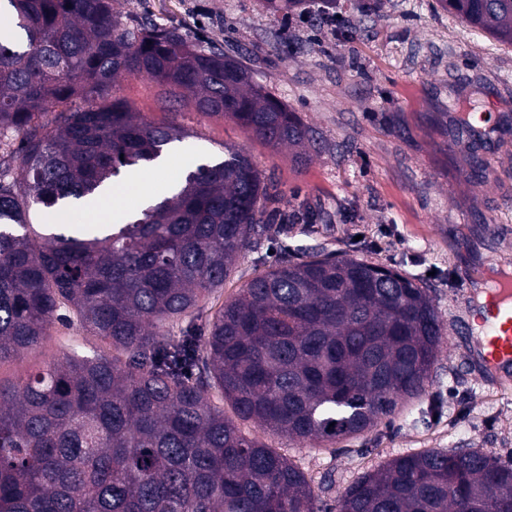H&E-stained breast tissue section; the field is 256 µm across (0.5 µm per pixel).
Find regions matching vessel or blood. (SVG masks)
Wrapping results in <instances>:
<instances>
[{
    "mask_svg": "<svg viewBox=\"0 0 512 512\" xmlns=\"http://www.w3.org/2000/svg\"><path fill=\"white\" fill-rule=\"evenodd\" d=\"M473 292L486 296L479 306L484 338L477 345L478 354L489 371L512 368V282L483 279Z\"/></svg>",
    "mask_w": 512,
    "mask_h": 512,
    "instance_id": "1",
    "label": "vessel or blood"
}]
</instances>
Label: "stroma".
Returning <instances> with one entry per match:
<instances>
[{
    "mask_svg": "<svg viewBox=\"0 0 512 512\" xmlns=\"http://www.w3.org/2000/svg\"><path fill=\"white\" fill-rule=\"evenodd\" d=\"M344 0L350 38L309 15L269 14L262 0H114L121 13L175 26L201 48L243 51L254 82L296 112L320 144L303 166L288 150L249 137L233 121L183 109L189 135L174 144L162 177L246 152L279 184V209L308 208L314 226L289 225L243 254L231 278L195 319L208 317L270 264L274 254L322 246L390 267L429 288L444 339L422 395L363 435L310 447L246 422L242 429L281 449L311 481L322 512L365 472L400 455L477 448L512 464V376L485 378L473 361L469 281L488 266L512 269V45L470 27L438 0ZM476 90L486 131L482 180L462 173L433 113L453 112L461 90ZM162 88L123 78L115 94L161 124L171 115ZM99 348L76 324L54 322L35 349L0 364L8 384L57 361L74 345Z\"/></svg>",
    "mask_w": 512,
    "mask_h": 512,
    "instance_id": "35a3bbf8",
    "label": "stroma"
}]
</instances>
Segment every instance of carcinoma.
I'll list each match as a JSON object with an SVG mask.
<instances>
[{
  "instance_id": "cac0c4a2",
  "label": "carcinoma",
  "mask_w": 512,
  "mask_h": 512,
  "mask_svg": "<svg viewBox=\"0 0 512 512\" xmlns=\"http://www.w3.org/2000/svg\"><path fill=\"white\" fill-rule=\"evenodd\" d=\"M0 32V363L38 346L59 311L112 353L74 348L0 383V512H317L303 470L245 435L235 416L302 444L363 434L423 391L443 340L429 289L390 268L325 248L281 255L224 301L207 335L187 327L236 260L273 230L277 186L224 149L177 192L88 237L30 221L101 195L123 172L188 136L178 104L228 117L304 165L309 127L242 57L196 48L176 27L112 10V0H5ZM305 0H264L289 14ZM464 22L512 45V0H441ZM321 21L342 25L336 0ZM180 91L154 124L110 97L118 79ZM468 101L448 150L469 174L485 165ZM22 156L20 175L10 160ZM283 228L310 210L277 214ZM336 512H512V466L471 448L395 457L336 498Z\"/></svg>"
}]
</instances>
